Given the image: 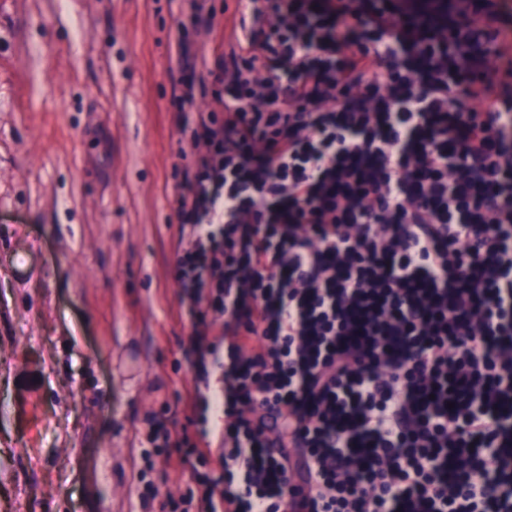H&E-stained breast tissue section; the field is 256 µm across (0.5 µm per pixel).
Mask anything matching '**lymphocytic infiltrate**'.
Returning <instances> with one entry per match:
<instances>
[{
  "label": "lymphocytic infiltrate",
  "mask_w": 512,
  "mask_h": 512,
  "mask_svg": "<svg viewBox=\"0 0 512 512\" xmlns=\"http://www.w3.org/2000/svg\"><path fill=\"white\" fill-rule=\"evenodd\" d=\"M191 129L188 429L143 512H512V58L498 0H261ZM187 468L188 466L183 464L176 455H173L170 458L158 457L156 458V471L146 477V480L149 478L154 480L162 495L169 492H175L178 485V478L182 473L187 475ZM162 472H165L167 475L166 482H162L159 479Z\"/></svg>",
  "instance_id": "obj_1"
}]
</instances>
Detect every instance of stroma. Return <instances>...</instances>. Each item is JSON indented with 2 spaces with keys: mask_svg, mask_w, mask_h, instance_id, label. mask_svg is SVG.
<instances>
[{
  "mask_svg": "<svg viewBox=\"0 0 512 512\" xmlns=\"http://www.w3.org/2000/svg\"><path fill=\"white\" fill-rule=\"evenodd\" d=\"M0 13V512H137L141 434L193 373L173 277L179 40L223 61L244 0ZM112 130L99 156L89 132ZM102 162L109 181L89 165Z\"/></svg>",
  "mask_w": 512,
  "mask_h": 512,
  "instance_id": "35a3bbf8",
  "label": "stroma"
}]
</instances>
